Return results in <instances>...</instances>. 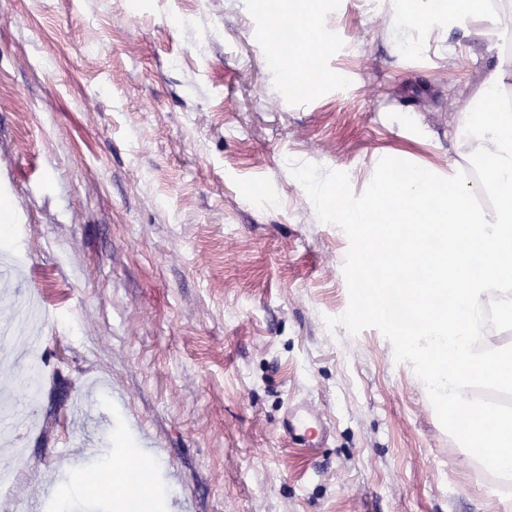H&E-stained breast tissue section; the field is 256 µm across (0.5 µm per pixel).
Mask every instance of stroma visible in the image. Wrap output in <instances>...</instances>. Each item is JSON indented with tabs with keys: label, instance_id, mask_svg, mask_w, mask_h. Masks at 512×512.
Segmentation results:
<instances>
[{
	"label": "stroma",
	"instance_id": "obj_1",
	"mask_svg": "<svg viewBox=\"0 0 512 512\" xmlns=\"http://www.w3.org/2000/svg\"><path fill=\"white\" fill-rule=\"evenodd\" d=\"M268 21L261 0H0V324L30 303L43 352L0 512H125L75 482L130 463L160 512H512L378 329L327 328L349 241L288 167L358 194L384 157L469 170L454 131L512 31L324 0L326 78L298 96ZM301 399L323 448L281 428Z\"/></svg>",
	"mask_w": 512,
	"mask_h": 512
}]
</instances>
